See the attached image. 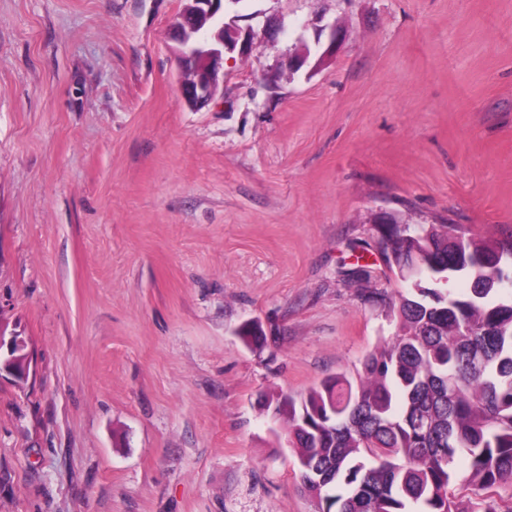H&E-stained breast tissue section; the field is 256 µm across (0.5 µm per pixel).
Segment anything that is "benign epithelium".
<instances>
[{"label":"benign epithelium","instance_id":"benign-epithelium-1","mask_svg":"<svg viewBox=\"0 0 512 512\" xmlns=\"http://www.w3.org/2000/svg\"><path fill=\"white\" fill-rule=\"evenodd\" d=\"M189 10H181L171 22V33L179 44L182 61L179 87L185 103L193 110L208 107L215 99L224 80V56L238 53L245 56L252 49L253 34L228 26L220 21L222 0H190ZM199 30L214 31V42L207 47L196 46L191 34ZM7 346V359L0 360L4 369L23 380L29 375L30 356L26 342L17 336L4 340L0 334V347Z\"/></svg>","mask_w":512,"mask_h":512}]
</instances>
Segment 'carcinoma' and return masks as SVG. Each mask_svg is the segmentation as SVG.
Wrapping results in <instances>:
<instances>
[{
	"mask_svg": "<svg viewBox=\"0 0 512 512\" xmlns=\"http://www.w3.org/2000/svg\"><path fill=\"white\" fill-rule=\"evenodd\" d=\"M459 230L379 225L386 266L408 283L388 302L394 336L353 375L260 400L287 424L318 512H503L490 491L512 486V234ZM459 276L465 294L442 282Z\"/></svg>",
	"mask_w": 512,
	"mask_h": 512,
	"instance_id": "1",
	"label": "carcinoma"
}]
</instances>
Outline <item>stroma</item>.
Returning <instances> with one entry per match:
<instances>
[{"instance_id":"1","label":"stroma","mask_w":512,"mask_h":512,"mask_svg":"<svg viewBox=\"0 0 512 512\" xmlns=\"http://www.w3.org/2000/svg\"><path fill=\"white\" fill-rule=\"evenodd\" d=\"M183 3L0 0V512H318L258 399L392 336L380 216L512 233V0H240L200 112ZM222 1L190 0L188 11L192 22L188 23L185 5L171 22V33L180 46L181 96L195 111L208 107L219 93L221 83L224 84V56L234 52L246 56L253 45L250 30L241 31L220 21ZM198 30H215L214 42L208 47L195 46L191 33ZM4 344V336L0 333V376L2 369L12 374L16 379L23 380L29 375L30 356L26 351V342L18 336H11L7 341V359L2 361L1 347Z\"/></svg>"}]
</instances>
